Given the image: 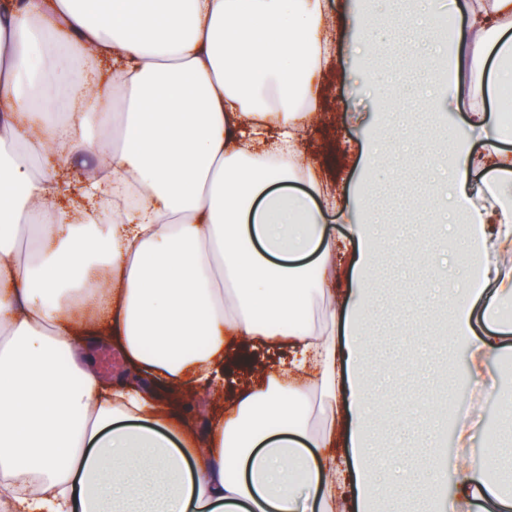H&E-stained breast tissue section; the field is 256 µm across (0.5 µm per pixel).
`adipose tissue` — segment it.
Wrapping results in <instances>:
<instances>
[{
    "label": "adipose tissue",
    "instance_id": "1",
    "mask_svg": "<svg viewBox=\"0 0 512 512\" xmlns=\"http://www.w3.org/2000/svg\"><path fill=\"white\" fill-rule=\"evenodd\" d=\"M327 0H0V512H343L334 448L347 435L355 512H445L443 420L419 425L427 464L387 486L364 396L376 271L389 229L357 221L306 161L331 58ZM448 50L473 84L448 82L436 154L457 219L423 264L442 268V341L512 354V150L479 99L488 63L512 60V0H463ZM360 152L415 132L392 121ZM484 140L471 147L472 133ZM351 280L352 300L340 285ZM323 311L319 328L308 302ZM116 336L149 386L102 381L89 342ZM288 346L224 416L197 431L153 385L199 390L230 352ZM467 454L459 512H512Z\"/></svg>",
    "mask_w": 512,
    "mask_h": 512
}]
</instances>
